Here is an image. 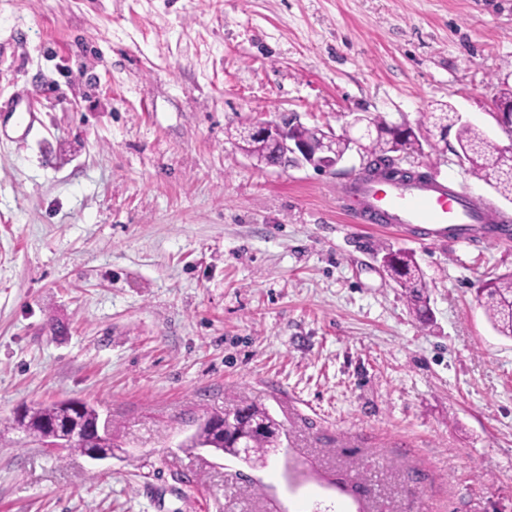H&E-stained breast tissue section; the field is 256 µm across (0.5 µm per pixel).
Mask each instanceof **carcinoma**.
Segmentation results:
<instances>
[{
	"mask_svg": "<svg viewBox=\"0 0 512 512\" xmlns=\"http://www.w3.org/2000/svg\"><path fill=\"white\" fill-rule=\"evenodd\" d=\"M449 112L450 106L442 105L436 111L428 113L426 122L434 130L433 136L442 142L446 140L448 129L457 127L456 140L461 153L468 157L473 175L501 195L512 196V153L488 149L482 133L468 124L457 125L451 122ZM289 133L292 138L308 143L325 140L328 136V133L319 128H308L303 125L291 128ZM239 143L245 152L258 159L270 158L274 152L272 144L263 137H241ZM415 144V133L410 129L397 134L382 128L367 136L365 142L359 144V149L371 157L368 169L375 170L382 166L388 170L389 153L410 149ZM383 260L393 280L407 289L411 305L423 313L428 312L423 301L426 282L413 256L407 252L388 249ZM481 294L484 296L485 310L494 329L500 335L512 338V273L487 280L481 288ZM71 403L72 400L69 399L27 408L30 433L43 438L47 435L46 426L53 422L84 427L98 417L99 410L95 406L85 402L78 411ZM280 428L281 425L268 411L253 404L242 405L230 413L227 437L224 438V453L236 456L231 435L244 433L252 436L253 445V452L244 463L252 464L262 460L270 449L279 447L280 440L276 432Z\"/></svg>",
	"mask_w": 512,
	"mask_h": 512,
	"instance_id": "1",
	"label": "carcinoma"
}]
</instances>
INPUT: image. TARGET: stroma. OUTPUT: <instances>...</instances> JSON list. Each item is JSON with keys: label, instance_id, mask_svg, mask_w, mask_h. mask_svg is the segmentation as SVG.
<instances>
[{"label": "stroma", "instance_id": "obj_1", "mask_svg": "<svg viewBox=\"0 0 512 512\" xmlns=\"http://www.w3.org/2000/svg\"><path fill=\"white\" fill-rule=\"evenodd\" d=\"M512 0H0V512H512V339L480 290L512 240L433 243L344 207L367 165L285 169L233 130L406 125L396 167L472 176L450 105L512 144ZM414 254L421 323L385 249ZM111 413L110 462L16 441L19 406ZM286 435L248 465L181 442L240 402Z\"/></svg>", "mask_w": 512, "mask_h": 512}]
</instances>
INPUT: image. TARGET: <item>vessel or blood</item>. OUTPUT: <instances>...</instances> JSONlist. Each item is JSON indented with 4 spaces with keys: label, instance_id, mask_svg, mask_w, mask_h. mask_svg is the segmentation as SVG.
I'll return each instance as SVG.
<instances>
[{
    "label": "vessel or blood",
    "instance_id": "1",
    "mask_svg": "<svg viewBox=\"0 0 512 512\" xmlns=\"http://www.w3.org/2000/svg\"><path fill=\"white\" fill-rule=\"evenodd\" d=\"M349 197L360 222L420 227L436 240L463 243L480 226L500 234L498 215L458 191L449 180L397 182L375 176L356 181Z\"/></svg>",
    "mask_w": 512,
    "mask_h": 512
}]
</instances>
